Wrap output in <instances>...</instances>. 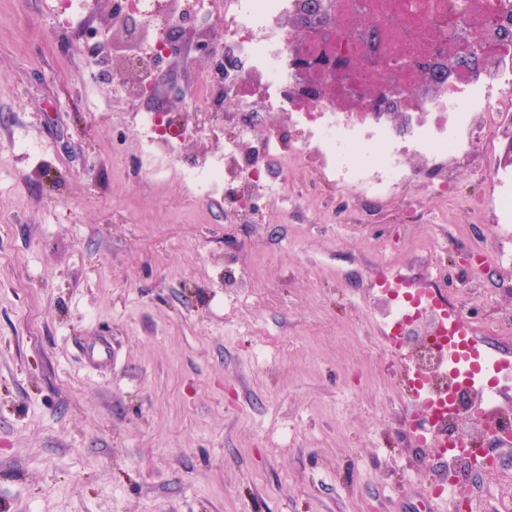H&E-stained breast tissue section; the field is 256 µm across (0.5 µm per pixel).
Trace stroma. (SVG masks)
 <instances>
[{
    "label": "stroma",
    "instance_id": "35a3bbf8",
    "mask_svg": "<svg viewBox=\"0 0 512 512\" xmlns=\"http://www.w3.org/2000/svg\"><path fill=\"white\" fill-rule=\"evenodd\" d=\"M59 0H0V512H448L411 453L412 413L370 386L400 375L365 311L383 267L490 321L512 352V272L459 266L512 251L463 164L414 213L362 200L334 223L306 171L235 222L223 192L190 194L150 153L146 112L188 113L195 40L156 64L155 96L91 80L111 54L110 0L69 23ZM235 107L177 146L221 157ZM104 345L111 361L89 363Z\"/></svg>",
    "mask_w": 512,
    "mask_h": 512
}]
</instances>
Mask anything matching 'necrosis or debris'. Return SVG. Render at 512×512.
<instances>
[{
	"mask_svg": "<svg viewBox=\"0 0 512 512\" xmlns=\"http://www.w3.org/2000/svg\"><path fill=\"white\" fill-rule=\"evenodd\" d=\"M117 9L133 6L143 26L118 43V54L135 65L121 83L129 96L152 82L153 63L159 55L156 32L163 21H181L187 0H168L166 17H158L146 0H115ZM311 0H223L224 59L232 67L221 77L200 74L192 90L197 107L213 109L219 101L234 102L247 119L231 140L224 157L201 156L186 169L187 181L198 189L215 190L236 181L242 197L268 200L286 195L287 178L260 182L270 156L281 170L313 168L324 181L335 184L343 205L336 222H346L351 205L362 197L409 186L447 188L457 166L471 154L473 134L484 129L488 143L512 138V0H383L385 30L372 37L368 29L346 33L342 14L334 12L327 30L335 36L337 52L368 44L373 53L400 50L423 60L435 56L434 41L447 36L453 46L482 44L487 61L482 69L460 83L420 82L415 71L404 74L411 95L378 108H350L343 101L323 97L309 101L288 99L284 90L293 80L289 57L293 21L308 16ZM141 122L151 146L173 153L184 125L177 113H144ZM268 129L261 153L242 157L240 139L252 135L257 123ZM303 126V140L287 138L289 127ZM486 184L484 196L471 202L474 210L512 212V193L506 176L494 164L478 170ZM373 320L389 324L393 335L385 346L396 353L410 352L403 380L387 379L383 389L415 409L409 429L415 455L441 463L443 478L432 483L435 499L448 502L454 512H512V494L496 491L485 500L468 495L447 477L482 463L487 441L502 453L512 452V406L504 405L512 390V372L499 383L471 382L451 357L464 342L479 343L484 324L450 309L433 288H419L410 279L388 270L381 274L367 300ZM479 420L486 439H473L470 420Z\"/></svg>",
	"mask_w": 512,
	"mask_h": 512,
	"instance_id": "necrosis-or-debris-1",
	"label": "necrosis or debris"
}]
</instances>
